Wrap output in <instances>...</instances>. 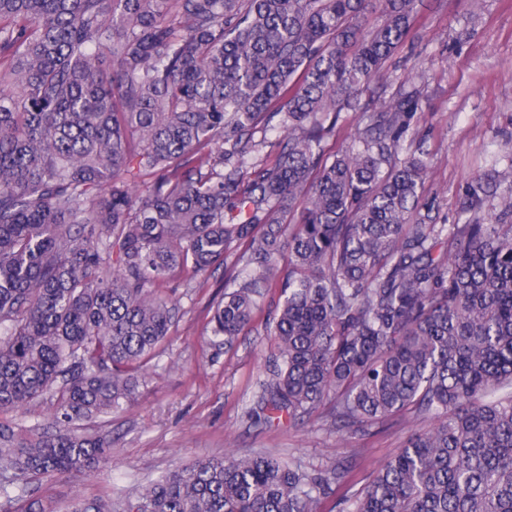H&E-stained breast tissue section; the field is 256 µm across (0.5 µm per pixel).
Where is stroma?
<instances>
[{
    "instance_id": "obj_1",
    "label": "stroma",
    "mask_w": 512,
    "mask_h": 512,
    "mask_svg": "<svg viewBox=\"0 0 512 512\" xmlns=\"http://www.w3.org/2000/svg\"><path fill=\"white\" fill-rule=\"evenodd\" d=\"M391 79L423 81L422 110L411 135L430 154L426 197L439 203V223L461 224L459 210L473 178L491 174L512 138V0H421L409 36L386 64ZM223 267L208 277L174 273L160 289L179 311L164 351L122 408L88 421L112 435V456L91 475L72 472L44 481L41 496L66 512L78 497L112 501L139 492L177 466L226 452H270L308 472L350 465L347 481L321 500L319 512H341L343 502L369 482L428 419L397 420L368 432L339 435L317 422L252 426L243 417L259 395L271 338L268 315L278 302L270 289L253 325L229 347L211 342V307L221 298Z\"/></svg>"
}]
</instances>
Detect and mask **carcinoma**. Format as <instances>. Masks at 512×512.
Returning a JSON list of instances; mask_svg holds the SVG:
<instances>
[{
  "label": "carcinoma",
  "instance_id": "obj_1",
  "mask_svg": "<svg viewBox=\"0 0 512 512\" xmlns=\"http://www.w3.org/2000/svg\"><path fill=\"white\" fill-rule=\"evenodd\" d=\"M417 7L0 0V414L55 399L47 431L0 423V512H55L36 481L112 456V436L82 423L131 398L171 337L155 285L207 273L235 244L248 271L224 279L213 338L232 346L266 289L282 297L251 423L365 432L428 416L344 512H512V141L503 169L468 183L465 223L437 224L424 151L404 148L422 89L361 105ZM268 112L285 135L261 167ZM350 112L348 145L326 153ZM347 474L226 454L118 510L317 512Z\"/></svg>",
  "mask_w": 512,
  "mask_h": 512
}]
</instances>
